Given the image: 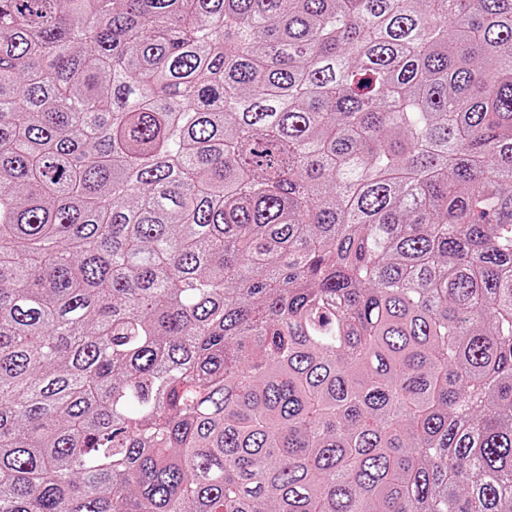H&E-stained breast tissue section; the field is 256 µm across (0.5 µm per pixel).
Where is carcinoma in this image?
Returning a JSON list of instances; mask_svg holds the SVG:
<instances>
[{"label":"carcinoma","mask_w":512,"mask_h":512,"mask_svg":"<svg viewBox=\"0 0 512 512\" xmlns=\"http://www.w3.org/2000/svg\"><path fill=\"white\" fill-rule=\"evenodd\" d=\"M0 512H512V0H0Z\"/></svg>","instance_id":"cac0c4a2"}]
</instances>
